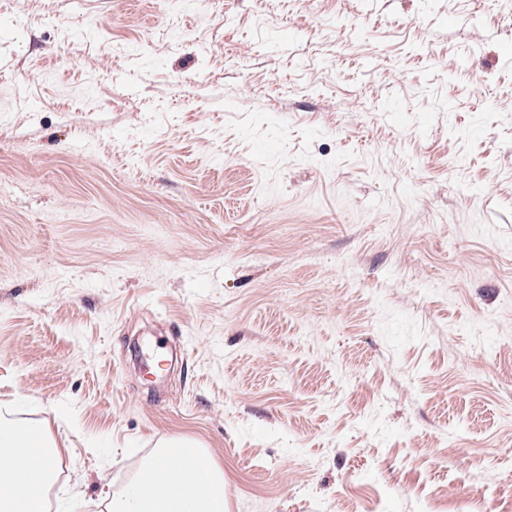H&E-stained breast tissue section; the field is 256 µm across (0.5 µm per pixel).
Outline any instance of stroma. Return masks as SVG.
<instances>
[{"instance_id": "1", "label": "stroma", "mask_w": 512, "mask_h": 512, "mask_svg": "<svg viewBox=\"0 0 512 512\" xmlns=\"http://www.w3.org/2000/svg\"><path fill=\"white\" fill-rule=\"evenodd\" d=\"M3 406L49 512L172 439L229 512H512V0H0Z\"/></svg>"}]
</instances>
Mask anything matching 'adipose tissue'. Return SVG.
<instances>
[{
  "label": "adipose tissue",
  "instance_id": "obj_1",
  "mask_svg": "<svg viewBox=\"0 0 512 512\" xmlns=\"http://www.w3.org/2000/svg\"><path fill=\"white\" fill-rule=\"evenodd\" d=\"M179 458L160 449L146 460L108 512H228L224 471L203 449L182 441ZM59 447L0 418V512H42V492Z\"/></svg>",
  "mask_w": 512,
  "mask_h": 512
}]
</instances>
